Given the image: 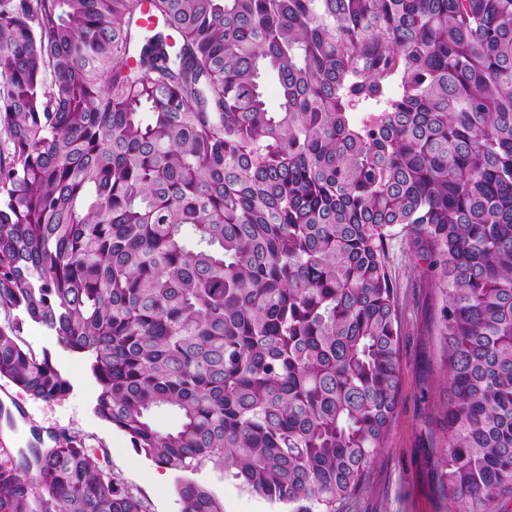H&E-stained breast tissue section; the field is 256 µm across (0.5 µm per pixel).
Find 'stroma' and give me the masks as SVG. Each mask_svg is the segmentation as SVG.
I'll return each instance as SVG.
<instances>
[{
	"label": "stroma",
	"mask_w": 512,
	"mask_h": 512,
	"mask_svg": "<svg viewBox=\"0 0 512 512\" xmlns=\"http://www.w3.org/2000/svg\"><path fill=\"white\" fill-rule=\"evenodd\" d=\"M384 247L400 312L399 402L386 447L343 512H452L437 484L436 452L446 445L441 410L447 385L436 332L440 304L436 274L421 260L426 244L413 233L394 229ZM18 336L36 356H51L70 390L61 400L45 402L0 381V401L21 411L13 425L0 420V447L15 452L38 438L48 448L52 435L81 436L97 465L137 491L148 512H182L176 490L178 474L138 453L125 434L96 415L97 385L85 361L68 351L52 332L32 322L20 323ZM189 478L214 492L224 512L292 510L291 505L270 502L241 487L209 463Z\"/></svg>",
	"instance_id": "stroma-1"
}]
</instances>
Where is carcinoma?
<instances>
[{
    "label": "carcinoma",
    "instance_id": "carcinoma-1",
    "mask_svg": "<svg viewBox=\"0 0 512 512\" xmlns=\"http://www.w3.org/2000/svg\"><path fill=\"white\" fill-rule=\"evenodd\" d=\"M398 225L441 298L440 487L505 512L512 0H0V381L70 390L18 311L157 464L340 512L396 413ZM54 442L0 448V512H147L83 438Z\"/></svg>",
    "mask_w": 512,
    "mask_h": 512
}]
</instances>
